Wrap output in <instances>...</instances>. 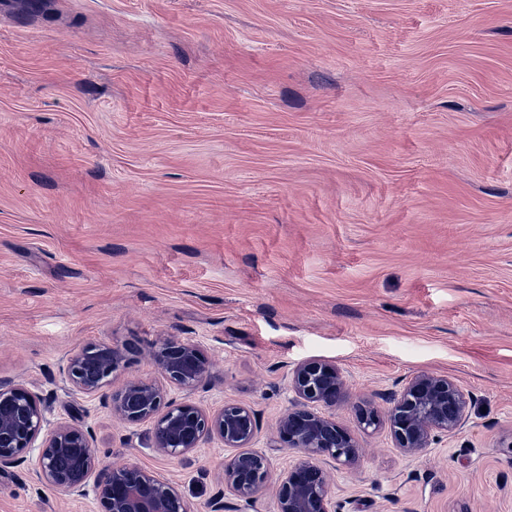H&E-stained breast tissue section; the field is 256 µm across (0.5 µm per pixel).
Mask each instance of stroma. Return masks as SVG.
<instances>
[{"instance_id":"stroma-1","label":"stroma","mask_w":512,"mask_h":512,"mask_svg":"<svg viewBox=\"0 0 512 512\" xmlns=\"http://www.w3.org/2000/svg\"><path fill=\"white\" fill-rule=\"evenodd\" d=\"M29 3L0 0V380L209 512L229 449L160 456L105 397L250 407L276 477L288 373L329 360L360 446L336 512H512V0ZM170 336L205 352L196 389L146 355ZM89 343L140 349L96 396L63 371ZM420 371L468 419L409 455L356 408ZM37 459L0 473V512H99Z\"/></svg>"}]
</instances>
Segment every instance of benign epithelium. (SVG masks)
<instances>
[{
  "instance_id": "obj_1",
  "label": "benign epithelium",
  "mask_w": 512,
  "mask_h": 512,
  "mask_svg": "<svg viewBox=\"0 0 512 512\" xmlns=\"http://www.w3.org/2000/svg\"><path fill=\"white\" fill-rule=\"evenodd\" d=\"M134 345L119 349L90 343L74 351L66 373L74 387L95 395L112 384ZM150 357L164 377L179 389L191 390L204 379L208 361L202 347L188 339L165 338ZM296 403L279 417L275 439L302 458L278 479H271L268 457L252 450L259 422L245 406L226 404L209 412L193 404L165 400L163 387L132 379L113 392L112 415L128 424L152 425V448L165 457H181L211 438L237 452L224 460V492L211 502V512H224V495L249 505L272 492L279 512H334L328 494L330 463L352 465L359 457L356 439L320 411L345 395V380L336 363L307 359L289 377ZM48 407L24 382L0 381V472L21 466L30 449L39 448L38 479L69 495L93 490L100 512H190L178 488L134 464L104 465L90 433L75 422L51 425ZM468 416V397L454 380L428 372L412 374L386 414L398 448L418 454L442 434L461 430Z\"/></svg>"
}]
</instances>
